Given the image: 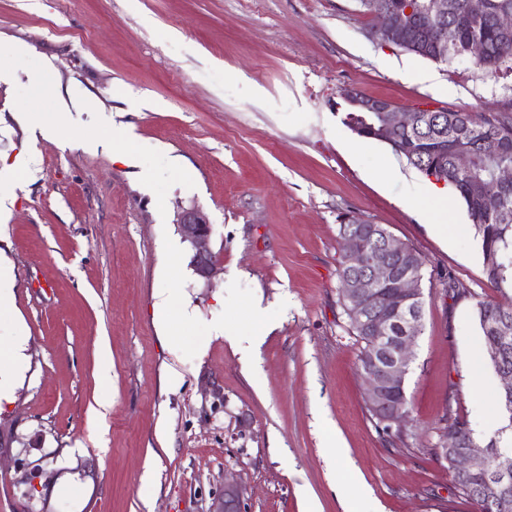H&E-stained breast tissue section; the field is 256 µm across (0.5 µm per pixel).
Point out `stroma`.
<instances>
[{
  "label": "stroma",
  "instance_id": "stroma-1",
  "mask_svg": "<svg viewBox=\"0 0 512 512\" xmlns=\"http://www.w3.org/2000/svg\"><path fill=\"white\" fill-rule=\"evenodd\" d=\"M374 25L357 0H0V67L14 75L0 83V164L37 156L0 221L15 276L0 348L27 329L24 379L0 404V512H212L228 477L243 512H477L433 448L445 415L482 442L502 426L475 303L512 291L487 283L464 202L438 236L430 180L360 141L340 94L510 112L512 71L434 62ZM61 96L96 109L66 129ZM35 101L51 136L21 120ZM94 136L122 140V154L88 149ZM192 205L214 228L209 282L176 224ZM348 211L425 259L403 443L375 428L339 303ZM171 288L173 336L154 314ZM256 299L277 327L251 370L230 339L251 333ZM217 319L225 336L210 332ZM66 473L82 502L51 498Z\"/></svg>",
  "mask_w": 512,
  "mask_h": 512
}]
</instances>
